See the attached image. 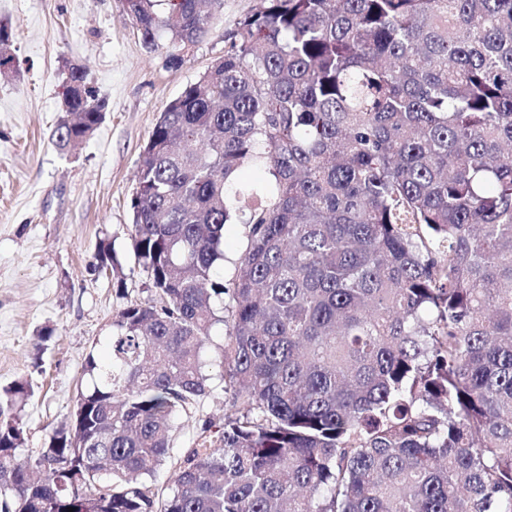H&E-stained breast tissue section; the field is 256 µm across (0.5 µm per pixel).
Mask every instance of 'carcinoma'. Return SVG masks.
I'll return each mask as SVG.
<instances>
[{
    "label": "carcinoma",
    "mask_w": 512,
    "mask_h": 512,
    "mask_svg": "<svg viewBox=\"0 0 512 512\" xmlns=\"http://www.w3.org/2000/svg\"><path fill=\"white\" fill-rule=\"evenodd\" d=\"M124 6L186 48L224 0ZM14 61L0 33L1 77ZM67 88L60 149L106 110L83 68ZM135 177L150 297L45 446L30 382L0 391V512H512V0H260ZM218 326L230 412L159 494ZM245 225L224 226V280H228L234 269V262L245 247Z\"/></svg>",
    "instance_id": "1"
}]
</instances>
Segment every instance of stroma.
<instances>
[{
	"mask_svg": "<svg viewBox=\"0 0 512 512\" xmlns=\"http://www.w3.org/2000/svg\"><path fill=\"white\" fill-rule=\"evenodd\" d=\"M257 0H224L209 35L172 66L168 42L146 46L123 0H0L16 71L0 78V389L27 378V445L42 447L75 408L90 349L105 353L128 300L146 299L132 250L130 202L139 155L165 107L228 48ZM79 65L105 118L78 147L52 142L68 68ZM114 272L100 270L99 241ZM220 381L175 419L172 457L205 423L222 425Z\"/></svg>",
	"mask_w": 512,
	"mask_h": 512,
	"instance_id": "35a3bbf8",
	"label": "stroma"
}]
</instances>
